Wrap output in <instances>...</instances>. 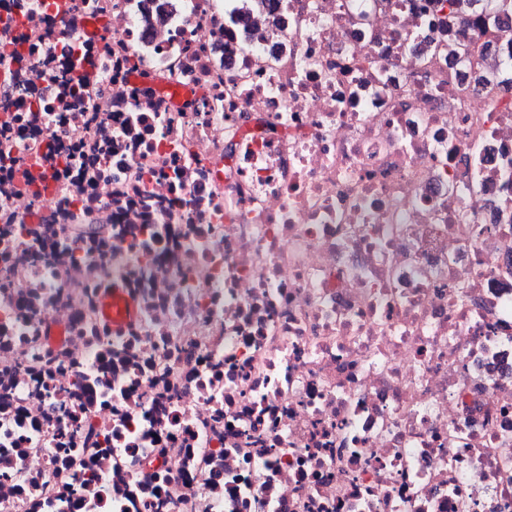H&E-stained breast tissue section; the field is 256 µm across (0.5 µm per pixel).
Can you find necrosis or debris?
<instances>
[{
    "label": "necrosis or debris",
    "mask_w": 512,
    "mask_h": 512,
    "mask_svg": "<svg viewBox=\"0 0 512 512\" xmlns=\"http://www.w3.org/2000/svg\"><path fill=\"white\" fill-rule=\"evenodd\" d=\"M453 36L0 0V512H512V90ZM40 224L62 259L17 260Z\"/></svg>",
    "instance_id": "4bbe7bcc"
}]
</instances>
